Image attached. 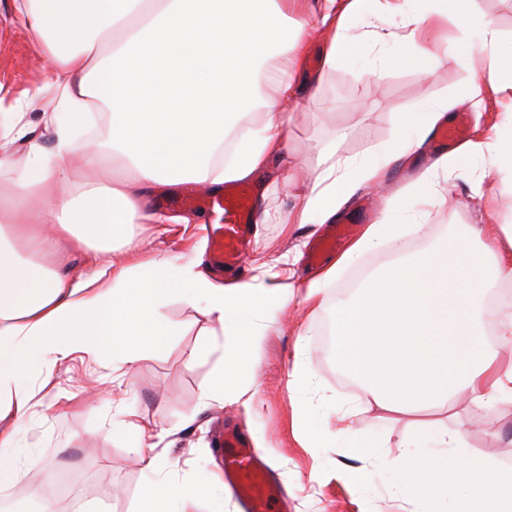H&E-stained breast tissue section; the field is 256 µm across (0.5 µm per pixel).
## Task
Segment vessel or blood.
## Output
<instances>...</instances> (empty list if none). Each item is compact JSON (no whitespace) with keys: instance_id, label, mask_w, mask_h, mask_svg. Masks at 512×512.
I'll use <instances>...</instances> for the list:
<instances>
[{"instance_id":"1","label":"vessel or blood","mask_w":512,"mask_h":512,"mask_svg":"<svg viewBox=\"0 0 512 512\" xmlns=\"http://www.w3.org/2000/svg\"><path fill=\"white\" fill-rule=\"evenodd\" d=\"M205 203L208 209L223 216L221 223L208 229L215 266L220 271L236 266L252 228L249 192L245 187L232 185L221 194L206 197ZM218 445L224 450L223 480L234 489L247 512H288V500L259 449L249 447L230 429L220 434Z\"/></svg>"}]
</instances>
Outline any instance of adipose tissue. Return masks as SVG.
<instances>
[{"label":"adipose tissue","mask_w":512,"mask_h":512,"mask_svg":"<svg viewBox=\"0 0 512 512\" xmlns=\"http://www.w3.org/2000/svg\"><path fill=\"white\" fill-rule=\"evenodd\" d=\"M143 0H24L20 22L38 37L58 91V110L46 118L53 149L28 143L26 177L16 195L0 198V488L37 477L35 455L25 453L19 424L35 398L54 386L51 368L83 353L125 371L161 346L172 327L161 310L175 295L203 304L218 324L221 340H204L200 356H215L209 400L239 399L225 382L241 360L259 345L268 323L293 298L289 288L266 282L264 274L224 284L207 278L196 261L178 264L142 252L127 226L134 220L163 222L146 197L157 186L246 180L280 158L288 148L298 81L318 88L351 48L371 50L395 41L424 64L431 75L442 60L433 46L435 18L453 17L465 46L455 64L469 82L450 99L418 104L407 131L396 132L379 152L354 159L324 158L315 183L298 192L292 224L326 223L335 218L349 193L378 185L387 167L418 153L430 129L456 105L483 100L487 92L512 90V41L502 40L493 22L473 10L471 0H324L319 23L289 13V0H163L143 13ZM404 15L411 31L393 30ZM362 32L350 38L353 21ZM329 32L321 66L309 72L304 40ZM116 39L103 41L105 31ZM277 57L274 73L265 63ZM106 104L112 124L104 145L77 138L88 101ZM259 110V127L240 137L237 122ZM100 163L95 182L74 184L75 155ZM512 172V135L487 141L434 162L429 176L403 205L409 219L367 225L336 261L323 269L306 294L324 306L322 288L359 256L392 251L388 266L371 272L353 299L329 311L331 353L364 386L369 403L407 412L398 389L407 365L435 377L455 375L479 407L512 402V358L487 353L480 317L491 288L512 283V224H480L457 229L451 239L427 243L426 208L443 197L454 171ZM418 247L407 250V239ZM126 248L125 265L100 263L91 275L73 276L45 264L47 256L68 251L111 252ZM407 274L413 303L388 332L385 300L378 288L390 271ZM418 435L435 448L452 449L467 463L462 432L442 421L417 420ZM204 494L195 483H147L138 512H186Z\"/></svg>","instance_id":"adipose-tissue-1"}]
</instances>
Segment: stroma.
Returning a JSON list of instances; mask_svg holds the SVG:
<instances>
[{
    "mask_svg": "<svg viewBox=\"0 0 512 512\" xmlns=\"http://www.w3.org/2000/svg\"><path fill=\"white\" fill-rule=\"evenodd\" d=\"M16 7L17 0H0V130L9 131L14 113L20 112L48 146L52 140L43 115L54 110L56 89L46 83L41 49L18 24ZM456 36L452 22L441 24L435 51L443 63L431 77L395 66L376 84L366 73L369 57L354 52L345 64L329 71L318 92L298 94L288 130L292 163L273 161L250 180L253 200L260 203L266 220L253 227L242 271L213 269L205 231L211 213L166 206V199L178 194L180 185L153 189L149 206L167 211L174 220L131 225L150 254L181 262L200 259L201 271L224 283L253 276L264 264L279 274L283 284L293 286L297 298L268 325L260 344L246 358L240 386L253 388L252 398L232 404H203L201 392L210 381L214 361L194 358L193 353L215 323L178 296L163 309L175 333L158 350L144 355L122 383L113 382L111 368L84 357L55 368V389L43 394L36 414L18 431L52 471L93 476L102 494L88 499L86 512H133L137 505L148 474L132 438L113 429L115 422L129 415L160 436L157 475L171 482H203L210 474L221 473L224 454L215 448L214 434L218 425L229 422L252 443L263 446L268 465L288 495L290 512H402L408 473L395 464L409 460L405 447L419 439L409 417L366 405L360 385L331 356L323 333L327 311L312 310L300 300L317 272L307 263L306 253L324 227L285 223L289 210L297 206L288 188V167L296 165L305 182H313L321 171L319 147L335 142L337 155L343 157L379 151L390 141L399 118L417 102L461 92L469 73L448 60L461 50ZM511 100L508 93H490L481 107L463 104L461 111L469 116L468 140L489 134ZM434 161L426 150L392 164L381 186L359 188L350 197L337 213V223L362 229L369 214L395 217L401 197L424 178ZM449 185L444 201L428 208L433 238H443L462 224L512 221V175L481 182L457 172ZM390 260L385 252L361 257L325 288V297L332 303L352 297L353 280ZM305 367L312 372V384L299 396H291L289 384ZM299 401L308 408L307 432L334 434L332 447H303L307 432H300L295 417ZM418 409L420 415L461 430L486 471L512 468V404L478 409L467 396L452 393L445 405L428 402ZM352 440L366 443L363 456L348 454ZM346 468L360 470L361 480H345Z\"/></svg>",
    "mask_w": 512,
    "mask_h": 512,
    "instance_id": "obj_1",
    "label": "stroma"
}]
</instances>
